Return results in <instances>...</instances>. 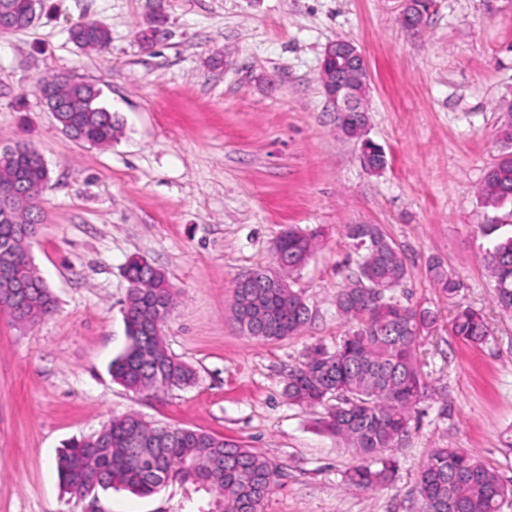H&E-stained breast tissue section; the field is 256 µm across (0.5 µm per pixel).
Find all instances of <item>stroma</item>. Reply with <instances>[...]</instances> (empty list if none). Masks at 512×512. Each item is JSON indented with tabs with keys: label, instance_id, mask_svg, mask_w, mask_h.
I'll return each instance as SVG.
<instances>
[{
	"label": "stroma",
	"instance_id": "stroma-1",
	"mask_svg": "<svg viewBox=\"0 0 512 512\" xmlns=\"http://www.w3.org/2000/svg\"><path fill=\"white\" fill-rule=\"evenodd\" d=\"M151 0H38L26 29L0 34V149L24 142L50 182L30 256L54 312L18 324L0 311V512H85L64 494L55 458L64 444L136 412L158 426L206 432L253 449L278 474L263 512H419L418 474L435 448H468L512 480V315L480 262L483 225L512 221L477 189L505 145L512 108V0H434L419 27L403 0H166L169 37L141 49ZM100 21L102 52L79 50L71 25ZM353 42L369 64L367 139L386 165L369 172L360 144L336 130L319 79L326 46ZM96 84L124 122L107 147L67 137L40 78ZM350 224H375L406 256L395 296L432 312L418 364L431 388L398 469L369 492L347 487L358 457L323 430L327 409L291 403V368L334 350L351 325L336 294L358 273ZM317 235L290 281L310 309L281 341L241 333L235 281L275 267L288 226ZM163 271L176 302L163 324L168 350L197 372L194 385L133 392L108 372L126 346L125 266ZM439 261L461 283L446 296L428 271ZM482 311L492 335L451 332L458 308ZM215 495L172 481L141 496L112 489L103 512H211Z\"/></svg>",
	"mask_w": 512,
	"mask_h": 512
}]
</instances>
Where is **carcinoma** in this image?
Listing matches in <instances>:
<instances>
[{
  "mask_svg": "<svg viewBox=\"0 0 512 512\" xmlns=\"http://www.w3.org/2000/svg\"><path fill=\"white\" fill-rule=\"evenodd\" d=\"M35 17L31 0H0V33L29 26ZM161 17L150 16L138 35L143 49L154 46L151 35ZM70 39L82 49L104 51L109 28L97 21L75 26ZM42 94L64 106V115L82 141L109 145L122 134L117 115L100 100L101 91L78 87L60 77L43 79ZM366 122L363 112L336 116V129L354 138ZM25 143L0 160V182L13 180L21 194L9 204L0 201V253L8 252L13 273L22 285L18 301L0 297L4 308L19 322L35 323L53 313L51 289L32 266L27 244L15 245L20 227L33 236L38 223V201L47 186L42 163ZM480 201L499 209L512 205V154L491 166L480 188ZM347 234L362 251L358 274L336 295V309L357 328L332 352L319 351L288 372L286 395L293 403L316 407L334 398L323 428L346 441L364 462L346 472L345 482L363 491L389 481L395 460L386 455L410 430L411 411L429 387L416 358L421 333L435 317L425 309L401 303L395 290L409 275L403 254L375 224H351ZM282 268L302 267L315 248V236L288 228L278 238ZM500 309L512 313V234L496 238L481 255ZM433 283L445 294L459 291V283L438 261L429 266ZM130 282L125 311L128 344L112 360L113 381L132 391H160L187 386L195 372L170 355L160 336L148 335L152 322L163 323L174 304L173 289L161 271L143 269L136 259L127 265ZM248 288H235L232 312L239 330L253 338L280 341L305 328L309 309L292 287H264V269L240 276ZM451 330L472 345L489 341L485 316L464 308ZM63 490L99 503L98 492L122 486L151 495L170 481H193L215 492V512H262L276 470L263 457L234 441L196 430L157 427L137 413L114 417L96 434L67 442L56 457ZM420 512H501L512 499V484L465 448H436L418 477Z\"/></svg>",
  "mask_w": 512,
  "mask_h": 512,
  "instance_id": "carcinoma-1",
  "label": "carcinoma"
}]
</instances>
